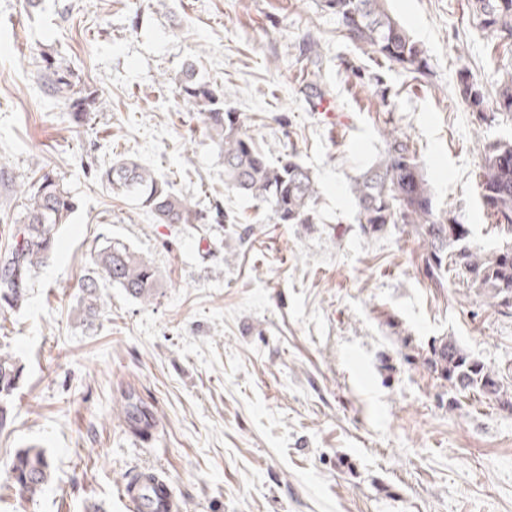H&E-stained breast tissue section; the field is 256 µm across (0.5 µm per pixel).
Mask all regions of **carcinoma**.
<instances>
[{"instance_id":"cac0c4a2","label":"carcinoma","mask_w":512,"mask_h":512,"mask_svg":"<svg viewBox=\"0 0 512 512\" xmlns=\"http://www.w3.org/2000/svg\"><path fill=\"white\" fill-rule=\"evenodd\" d=\"M386 2L323 0V7L336 15L354 45L392 67L426 76V50L390 14ZM471 11L475 28L497 44L512 47V0H472ZM71 77V73L59 70L44 75L48 88L68 101L72 118L78 123L97 98L75 89ZM177 92L223 145L225 187L267 204L279 224L316 223L319 187L294 152L270 163L243 130L238 114L224 108L218 87L198 80L193 65L183 69ZM457 92L461 102L484 123L494 122L498 114L512 115V74L492 97L463 71ZM480 169L482 207L493 218L487 228L498 240L490 250L473 243L471 225L462 223L453 212L446 217L437 213L416 149L395 127L385 135L379 157L352 179L351 192L363 232L380 233L391 224L411 227L426 244L424 272L435 287H444L445 275L453 272L466 278L470 287L482 290L507 316L512 314V141H486ZM100 178L112 189L137 198L159 224H204L211 220L218 224L225 218L217 205L211 211L193 208L154 172L133 161L113 163ZM21 199L24 210L12 222L9 242L0 254L1 309H17L25 303L38 265L54 251L58 228L68 223L73 212L70 193L50 172L29 183L21 191ZM157 282L152 265L125 244L115 242L97 251L94 267L82 276L78 309L90 326L98 313L100 288L109 284L148 302L155 295ZM427 364L455 392L476 394L512 407V393L499 373L456 340L442 339L434 344ZM20 377V367L10 357L0 355V431L12 423L10 396ZM125 419L133 430L145 432L152 428L154 416L142 406L129 405ZM51 476V462L36 446L20 449L9 467L12 485L28 495L42 491Z\"/></svg>"}]
</instances>
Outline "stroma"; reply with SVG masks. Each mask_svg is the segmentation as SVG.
I'll list each match as a JSON object with an SVG mask.
<instances>
[{"label":"stroma","instance_id":"obj_1","mask_svg":"<svg viewBox=\"0 0 512 512\" xmlns=\"http://www.w3.org/2000/svg\"><path fill=\"white\" fill-rule=\"evenodd\" d=\"M387 7L427 50L422 80L352 44L321 0H0V169L12 177L0 183V252L17 184L50 170L75 202L24 306L0 310V354L23 369L0 431V485L26 446L53 471L34 497L1 498L0 512L90 501L129 512L119 488L148 465L184 512H512V414L452 391L425 362L450 336L512 388V317L457 278L433 287L422 239L363 233L349 193L394 120L437 213L493 247L480 154L485 139L512 138V120L480 122L457 82L465 68L496 92L512 51L488 45L469 0ZM190 63L270 161L296 150L320 188L318 223H275L225 189L223 152L177 96ZM51 66L99 94L86 124L46 88ZM123 159L230 223H155L98 179ZM112 241L153 265L159 285L146 303L102 289L89 327L78 281ZM128 402L153 412L148 433L125 423Z\"/></svg>","mask_w":512,"mask_h":512}]
</instances>
